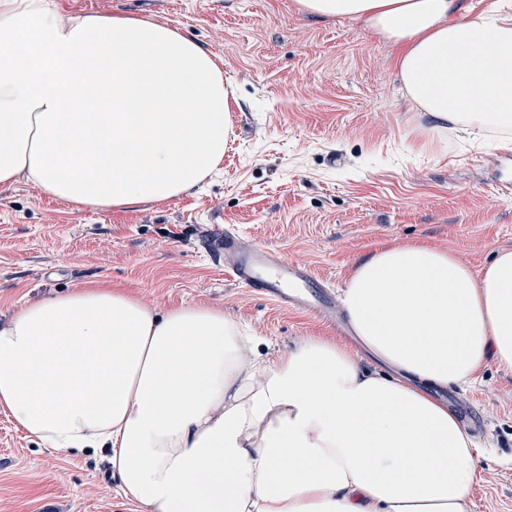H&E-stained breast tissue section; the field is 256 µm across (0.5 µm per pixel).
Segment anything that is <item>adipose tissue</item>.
Returning a JSON list of instances; mask_svg holds the SVG:
<instances>
[{"label":"adipose tissue","mask_w":512,"mask_h":512,"mask_svg":"<svg viewBox=\"0 0 512 512\" xmlns=\"http://www.w3.org/2000/svg\"><path fill=\"white\" fill-rule=\"evenodd\" d=\"M398 47L428 141L512 140V0H298ZM233 81L167 25L0 0V184L77 205L188 193L222 161ZM367 370L310 337L273 359L222 309L156 313L109 286L0 325V409L44 447L104 452L144 512H468L480 454L426 386L512 368V249L480 271L424 244L354 262L341 295Z\"/></svg>","instance_id":"ef3b65f1"}]
</instances>
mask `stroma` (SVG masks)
<instances>
[{"label":"stroma","mask_w":512,"mask_h":512,"mask_svg":"<svg viewBox=\"0 0 512 512\" xmlns=\"http://www.w3.org/2000/svg\"><path fill=\"white\" fill-rule=\"evenodd\" d=\"M67 14L128 15L180 31L238 87L224 159L190 193L124 209L78 206L18 179L0 184V325L24 304L82 286L121 288L157 312L223 309L272 354L318 336L388 365L319 317L228 280L208 240L310 266L336 291L356 258L424 242L473 269L512 249V143L422 145L397 51L354 21H314L297 0H53ZM459 392L480 461L469 512H512V370L488 361ZM0 512H141L111 466L38 445L0 411Z\"/></svg>","instance_id":"stroma-1"}]
</instances>
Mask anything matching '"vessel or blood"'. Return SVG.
I'll list each match as a JSON object with an SVG mask.
<instances>
[{"instance_id":"vessel-or-blood-1","label":"vessel or blood","mask_w":512,"mask_h":512,"mask_svg":"<svg viewBox=\"0 0 512 512\" xmlns=\"http://www.w3.org/2000/svg\"><path fill=\"white\" fill-rule=\"evenodd\" d=\"M215 246L225 271L239 286L283 307L335 321L332 296L308 266L290 262L269 247L244 245L233 228L218 234Z\"/></svg>"}]
</instances>
